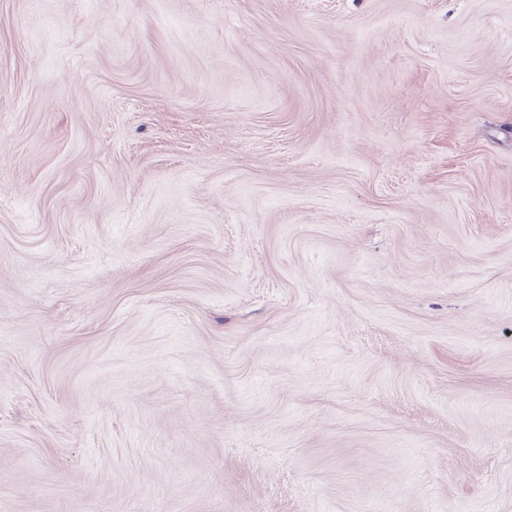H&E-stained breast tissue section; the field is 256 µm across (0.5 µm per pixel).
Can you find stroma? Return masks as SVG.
Returning a JSON list of instances; mask_svg holds the SVG:
<instances>
[{
    "mask_svg": "<svg viewBox=\"0 0 512 512\" xmlns=\"http://www.w3.org/2000/svg\"><path fill=\"white\" fill-rule=\"evenodd\" d=\"M0 512H512V0H0Z\"/></svg>",
    "mask_w": 512,
    "mask_h": 512,
    "instance_id": "1",
    "label": "stroma"
}]
</instances>
